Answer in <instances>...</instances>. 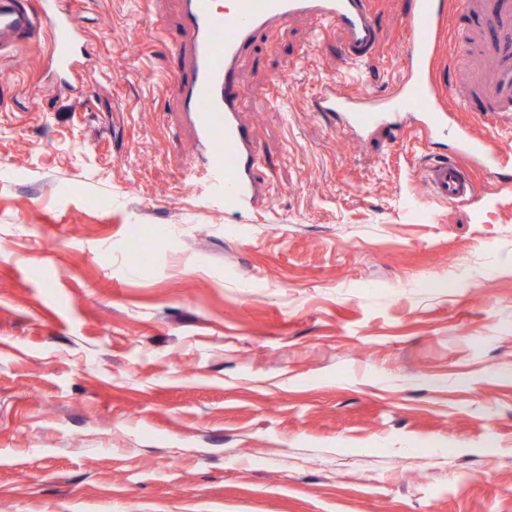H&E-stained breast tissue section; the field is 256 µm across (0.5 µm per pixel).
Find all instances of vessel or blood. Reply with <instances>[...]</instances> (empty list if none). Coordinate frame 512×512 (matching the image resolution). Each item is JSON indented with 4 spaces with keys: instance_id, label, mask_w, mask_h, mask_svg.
<instances>
[{
    "instance_id": "obj_1",
    "label": "vessel or blood",
    "mask_w": 512,
    "mask_h": 512,
    "mask_svg": "<svg viewBox=\"0 0 512 512\" xmlns=\"http://www.w3.org/2000/svg\"><path fill=\"white\" fill-rule=\"evenodd\" d=\"M474 18L478 40L488 56L473 78L475 94L460 111L479 116L512 115V0H409L406 25L410 38L402 56L403 75L391 93L353 96L326 87L318 109L341 116L353 132L384 127L400 130V116L415 113L426 133L448 130L453 84L439 76L446 21L450 10ZM343 31L350 64L369 59L380 40V24L371 0H182L181 19L189 44L177 50L183 63L174 85L178 110L191 127L196 166L217 176L224 204L238 211L255 209L264 191L256 175L258 150L241 118L246 93L238 80L240 59L254 38L271 24H288L298 16ZM46 36L49 64L61 86L75 90L92 53L70 0H0V56ZM461 155L480 158L489 171L502 165L501 151L475 136L470 127L456 132ZM429 195L455 205L470 202L477 186L458 160L444 159L424 174Z\"/></svg>"
}]
</instances>
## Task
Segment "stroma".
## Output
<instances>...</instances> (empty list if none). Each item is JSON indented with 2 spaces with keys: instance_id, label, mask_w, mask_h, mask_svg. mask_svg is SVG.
<instances>
[{
  "instance_id": "stroma-1",
  "label": "stroma",
  "mask_w": 512,
  "mask_h": 512,
  "mask_svg": "<svg viewBox=\"0 0 512 512\" xmlns=\"http://www.w3.org/2000/svg\"><path fill=\"white\" fill-rule=\"evenodd\" d=\"M75 8L81 93L47 39L0 61V512H512V190L454 134L317 109L390 89L407 0L362 67L307 17L254 39L244 214L192 163L178 0ZM445 156L469 204L427 200Z\"/></svg>"
}]
</instances>
